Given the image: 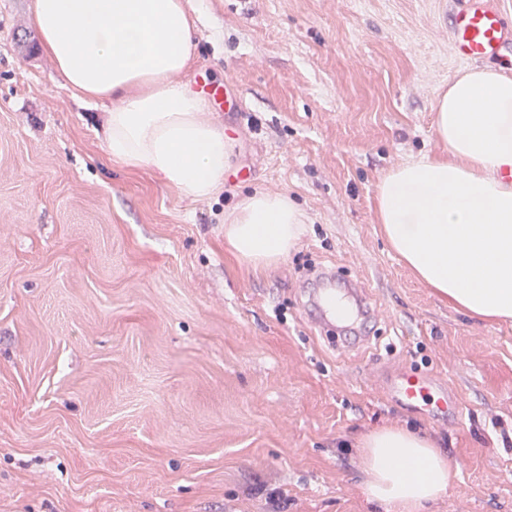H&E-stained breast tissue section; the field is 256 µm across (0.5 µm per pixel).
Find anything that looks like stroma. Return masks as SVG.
Wrapping results in <instances>:
<instances>
[{
  "mask_svg": "<svg viewBox=\"0 0 512 512\" xmlns=\"http://www.w3.org/2000/svg\"><path fill=\"white\" fill-rule=\"evenodd\" d=\"M190 2L185 78L237 89L211 116L251 170L200 201L109 164L111 101L74 97L31 0H0V512H383L363 443L387 427L450 462L425 512H512V319L422 284L376 215L382 178L441 150L458 0ZM257 189L307 219L265 270L224 242ZM309 263L366 286L367 348L304 314ZM401 368L446 374L466 424L400 406Z\"/></svg>",
  "mask_w": 512,
  "mask_h": 512,
  "instance_id": "1",
  "label": "stroma"
}]
</instances>
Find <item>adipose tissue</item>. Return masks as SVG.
I'll return each mask as SVG.
<instances>
[{"label":"adipose tissue","instance_id":"ef3b65f1","mask_svg":"<svg viewBox=\"0 0 512 512\" xmlns=\"http://www.w3.org/2000/svg\"><path fill=\"white\" fill-rule=\"evenodd\" d=\"M188 0H32L45 51L74 96L106 98L112 162L144 167L184 198L224 188L232 141L183 76L199 29ZM442 153L391 169L377 217L391 248L426 286L466 314L512 318V76L467 69L436 99ZM305 215L284 192L257 190L224 216L239 260L266 269L286 256ZM369 499L386 512H423L453 474L418 434L386 428L364 444Z\"/></svg>","mask_w":512,"mask_h":512}]
</instances>
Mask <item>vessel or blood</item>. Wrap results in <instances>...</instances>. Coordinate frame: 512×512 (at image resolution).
<instances>
[{
    "label": "vessel or blood",
    "instance_id": "obj_1",
    "mask_svg": "<svg viewBox=\"0 0 512 512\" xmlns=\"http://www.w3.org/2000/svg\"><path fill=\"white\" fill-rule=\"evenodd\" d=\"M451 38L456 55L463 60L493 59L500 55L512 27L495 0H462L453 15ZM367 294L361 283L337 288L328 282L315 289L305 310L325 333H349L357 345L370 343L364 330ZM387 392L401 405L463 424L466 412L454 390L441 375L408 368L386 382Z\"/></svg>",
    "mask_w": 512,
    "mask_h": 512
}]
</instances>
